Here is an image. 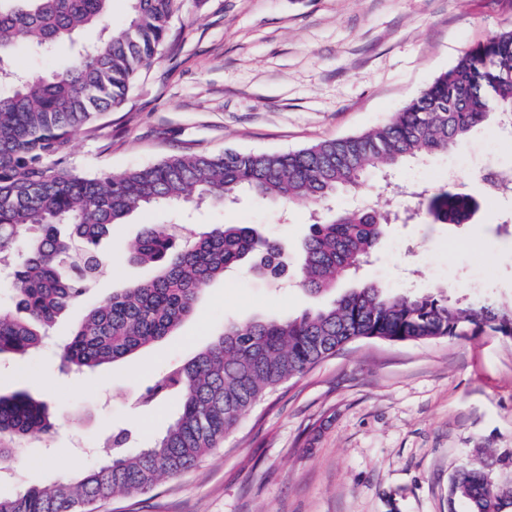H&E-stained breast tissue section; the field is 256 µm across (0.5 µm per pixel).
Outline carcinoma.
I'll return each mask as SVG.
<instances>
[{
    "label": "carcinoma",
    "instance_id": "obj_1",
    "mask_svg": "<svg viewBox=\"0 0 512 512\" xmlns=\"http://www.w3.org/2000/svg\"><path fill=\"white\" fill-rule=\"evenodd\" d=\"M112 0H0V270L13 307L0 311V357L26 360L50 327L85 301L106 256L98 246L139 209L209 200L222 205L241 191L261 199L318 205L362 187L377 164L392 169L446 152L489 118L512 126V29L465 52L384 124L289 152L186 153L120 175L90 173L70 161L77 137L100 136V119L123 106L169 34L181 0H130L127 22L110 23ZM77 34L86 41L70 63L29 76L12 63L23 43L43 57ZM478 203L434 195L428 214L468 224ZM388 213L358 208L310 225L299 251L298 284L311 294L336 288L368 260ZM261 234L253 224H214L181 237L175 224H146L131 260L154 275L86 313L60 349L71 367L95 369L124 360L173 335L194 312L204 287L250 263ZM512 335V302L452 301L440 288L396 293L365 279L328 307L297 316L226 320L190 360L146 390L144 403L174 396L179 410L150 446L127 451L112 433V453L78 476L58 477L15 497L0 512H84L116 495L144 494L219 448L240 419L284 382L345 346L373 338L428 342ZM56 426L46 404L25 390L0 394V458ZM464 512H509L512 485L486 472L454 476Z\"/></svg>",
    "mask_w": 512,
    "mask_h": 512
}]
</instances>
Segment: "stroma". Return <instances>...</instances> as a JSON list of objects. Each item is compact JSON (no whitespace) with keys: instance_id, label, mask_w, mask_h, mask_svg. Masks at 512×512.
I'll return each mask as SVG.
<instances>
[{"instance_id":"stroma-1","label":"stroma","mask_w":512,"mask_h":512,"mask_svg":"<svg viewBox=\"0 0 512 512\" xmlns=\"http://www.w3.org/2000/svg\"><path fill=\"white\" fill-rule=\"evenodd\" d=\"M512 26V0H183L171 37L103 118L104 134L76 138L70 158L121 174L181 153L288 152L385 123L467 50ZM512 169V134L488 124L448 152L409 162L397 179L483 201L472 224L420 215L389 225L366 277L394 289L443 287L450 299H512V197L487 195L475 172ZM378 165L369 186L331 210L395 209ZM315 207L241 194L231 205L137 211L101 243L112 258L93 288L102 300L150 279L130 262L144 225L253 224L297 246ZM282 279L242 268L210 282L175 335L93 372L61 373L60 345L85 313L59 318L26 363L0 360V392L46 402L60 426L0 462V494L16 495L98 462L113 431L141 448L176 411L140 396L200 351L224 319L295 316L321 306L297 287L296 254ZM490 467L512 483V338L428 343L362 339L283 384L195 467L149 493L120 495L94 512H448L453 475Z\"/></svg>"}]
</instances>
